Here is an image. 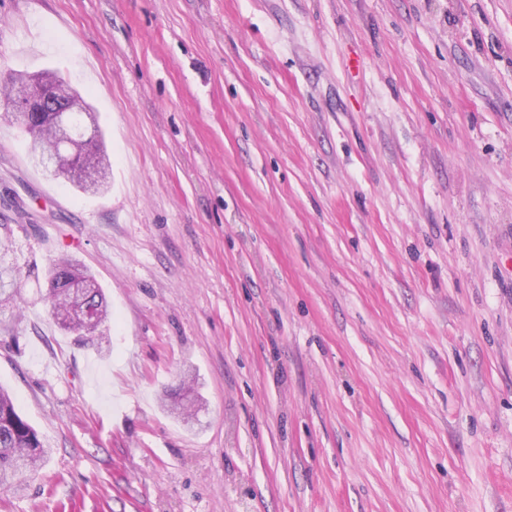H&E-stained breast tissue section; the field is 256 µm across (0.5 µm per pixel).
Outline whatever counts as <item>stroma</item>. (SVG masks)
Returning a JSON list of instances; mask_svg holds the SVG:
<instances>
[{"label": "stroma", "mask_w": 512, "mask_h": 512, "mask_svg": "<svg viewBox=\"0 0 512 512\" xmlns=\"http://www.w3.org/2000/svg\"><path fill=\"white\" fill-rule=\"evenodd\" d=\"M45 69L112 171L0 97V386L52 450L0 512H512V0H0ZM38 112H42L39 116L27 113H21L25 132L31 137L34 149L52 150L57 147V142L54 132V119L57 114L48 110L46 107L39 108ZM94 122V121H93ZM83 137H89V141L87 142L90 145V150L85 153H78L75 156V159L72 160L68 173L69 176H66L70 181V184L79 192L84 194L89 193L91 190L85 186L78 178H75L74 173L76 170H80L85 166L92 167H100L104 174L105 178L107 176V171L109 169V158L106 152L104 151L102 137L99 132V126L94 122L91 127L90 134H86L85 132H77ZM76 260L68 257H62L54 260L48 270V282L51 286V299L49 300V312L59 327L68 333H77L85 337L88 342H93L94 337L99 331V327L107 318V301L103 289L96 278L87 270H80ZM72 269L79 270L83 275L91 278L96 288H92L93 295L89 301L91 313L97 316V320L91 324H83L75 321L69 313L70 310V288L74 312L83 318L86 316L87 300L89 298L87 285L81 276L75 277L71 281Z\"/></svg>", "instance_id": "1"}]
</instances>
